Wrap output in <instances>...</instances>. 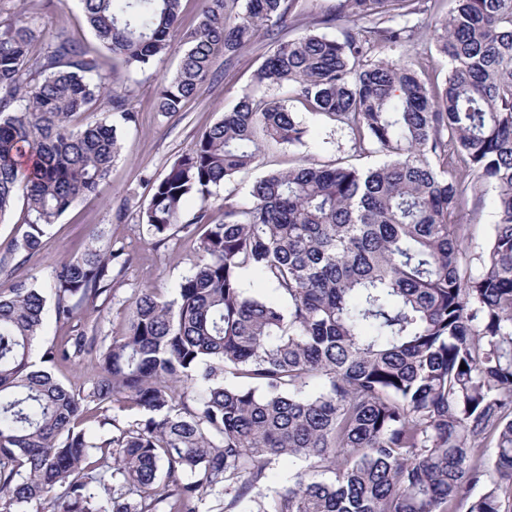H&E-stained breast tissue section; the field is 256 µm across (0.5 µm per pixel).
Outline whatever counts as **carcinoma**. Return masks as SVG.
<instances>
[{
	"instance_id": "obj_1",
	"label": "carcinoma",
	"mask_w": 512,
	"mask_h": 512,
	"mask_svg": "<svg viewBox=\"0 0 512 512\" xmlns=\"http://www.w3.org/2000/svg\"><path fill=\"white\" fill-rule=\"evenodd\" d=\"M80 2L127 72L181 52L157 90L171 115L219 56L277 36L298 0H202L182 34L181 0ZM417 3L337 0L320 23L345 19L339 35L282 41L254 73L337 122L356 152L386 153L382 166L303 160L257 179L245 203L224 197L216 219L211 188L308 133L282 101L246 94L147 180L139 220L155 245L203 228L173 298L139 288L121 335L88 334L83 315L130 262L97 239L53 272L70 335L38 365L43 289L22 278L0 295V512H202L208 500L221 512H457L466 499L468 512H512V0H455L427 24L451 64L440 83L424 62L383 54L414 38ZM97 104L102 118L73 124ZM136 123L118 72L67 37L0 19V220L21 190L26 224L0 245V271L21 269L109 177L117 130ZM485 181L498 220L480 273L464 276L455 213ZM192 197L201 206L183 224ZM247 271L280 301L250 293ZM86 358L78 387L51 370ZM128 408L140 417L122 426L108 415ZM283 456L306 468L270 485Z\"/></svg>"
}]
</instances>
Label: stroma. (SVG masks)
I'll return each instance as SVG.
<instances>
[{
	"label": "stroma",
	"mask_w": 512,
	"mask_h": 512,
	"mask_svg": "<svg viewBox=\"0 0 512 512\" xmlns=\"http://www.w3.org/2000/svg\"><path fill=\"white\" fill-rule=\"evenodd\" d=\"M24 18L48 31L65 34L86 47L104 69H111L112 56L99 46L86 24L79 0H55L49 10L45 9L44 0H26ZM270 49L269 39L261 37L232 61L217 58L211 80L184 103L180 112L172 115L158 112L155 96L162 79L176 70L179 55L163 57L147 71L131 74L127 80L128 104L137 114V123L119 128L121 153L108 179L47 229L41 250L28 260L20 274L0 273V294H10L22 276L51 287L53 270L59 262L84 251L93 236L101 233L106 239L125 244L133 260L113 282L112 297L106 302L107 317L100 319L93 313L86 317L88 323L97 326L100 335L112 337L120 331L133 289L151 288L165 297H173L178 283L194 268L193 243L184 238L170 242L168 247L154 248L146 226L139 222V210L150 197L147 181L163 176L172 162L187 152L225 110L244 94L256 92L253 74ZM275 95L307 127L304 142L263 150L255 168L213 188L212 204L222 203L228 195L239 202L247 201L257 178L272 171L288 170L303 160L323 165L346 162L360 167H375L385 161L381 152L362 156L355 153L343 128L327 117L307 112L290 98L287 90H276ZM496 197L495 185L485 182L467 191L460 201L455 221L464 227L459 238L462 273L475 274L481 269L480 257L497 221Z\"/></svg>",
	"instance_id": "35a3bbf8"
}]
</instances>
